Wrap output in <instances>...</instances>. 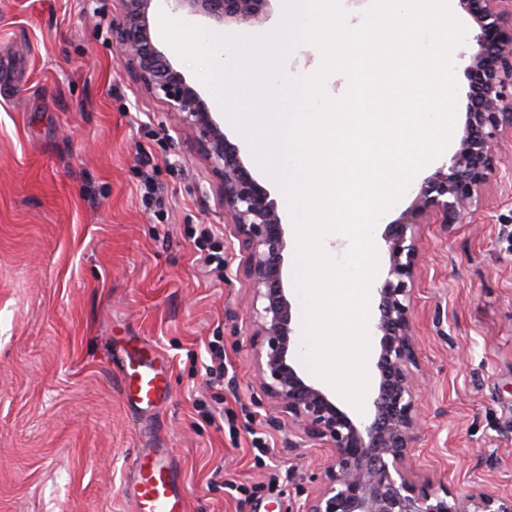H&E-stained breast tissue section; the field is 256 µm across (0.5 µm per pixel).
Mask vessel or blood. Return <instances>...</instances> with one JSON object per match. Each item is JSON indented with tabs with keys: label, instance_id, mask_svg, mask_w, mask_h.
Listing matches in <instances>:
<instances>
[{
	"label": "vessel or blood",
	"instance_id": "b4317fda",
	"mask_svg": "<svg viewBox=\"0 0 512 512\" xmlns=\"http://www.w3.org/2000/svg\"><path fill=\"white\" fill-rule=\"evenodd\" d=\"M122 381L127 401L152 407L168 397L162 371L154 359L126 357ZM133 472L135 512H188L185 492L164 449L136 455Z\"/></svg>",
	"mask_w": 512,
	"mask_h": 512
}]
</instances>
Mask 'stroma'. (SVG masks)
<instances>
[{
	"label": "stroma",
	"instance_id": "35a3bbf8",
	"mask_svg": "<svg viewBox=\"0 0 512 512\" xmlns=\"http://www.w3.org/2000/svg\"><path fill=\"white\" fill-rule=\"evenodd\" d=\"M113 0H0V512H134L128 469L168 449L189 512H304L330 461L261 385L245 253L193 133L119 61ZM216 119L290 224L281 186ZM169 199L157 217L144 176ZM224 242L205 276L193 231ZM412 311L424 386L414 479L512 496V139L459 224L420 229ZM224 345V384L206 373ZM165 358L170 397L129 404L127 348ZM223 398L232 426L203 411ZM267 439L265 461L252 440ZM258 487L229 494L226 483Z\"/></svg>",
	"mask_w": 512,
	"mask_h": 512
}]
</instances>
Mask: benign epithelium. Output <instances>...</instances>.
I'll list each match as a JSON object with an SVG mask.
<instances>
[{
  "mask_svg": "<svg viewBox=\"0 0 512 512\" xmlns=\"http://www.w3.org/2000/svg\"><path fill=\"white\" fill-rule=\"evenodd\" d=\"M153 0H119L114 23L123 59L139 83L160 98L175 121L190 129L221 178L224 213L247 253L252 285L250 316L261 336L258 372L266 393L308 437L332 449L322 485L306 512H512V498L479 500L454 495L406 468L417 437L420 381L411 297L419 270L422 224H455L497 176L496 152L512 132V0H457L479 30L477 49L463 52L470 80L459 148L421 184L411 204L387 225L389 267L375 289L379 375L366 420L339 407L291 361L292 304L282 270L285 229L278 203L254 178L213 116L206 99L154 42ZM271 0H166L222 26L255 24L269 16Z\"/></svg>",
  "mask_w": 512,
  "mask_h": 512,
  "instance_id": "obj_1",
  "label": "benign epithelium"
}]
</instances>
